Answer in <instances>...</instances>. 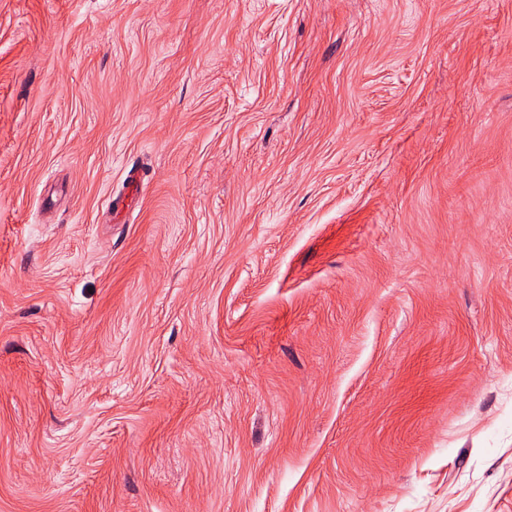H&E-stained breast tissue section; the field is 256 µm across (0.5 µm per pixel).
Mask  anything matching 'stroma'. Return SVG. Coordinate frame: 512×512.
I'll use <instances>...</instances> for the list:
<instances>
[{
  "mask_svg": "<svg viewBox=\"0 0 512 512\" xmlns=\"http://www.w3.org/2000/svg\"><path fill=\"white\" fill-rule=\"evenodd\" d=\"M0 512H512V0H0Z\"/></svg>",
  "mask_w": 512,
  "mask_h": 512,
  "instance_id": "1",
  "label": "stroma"
}]
</instances>
